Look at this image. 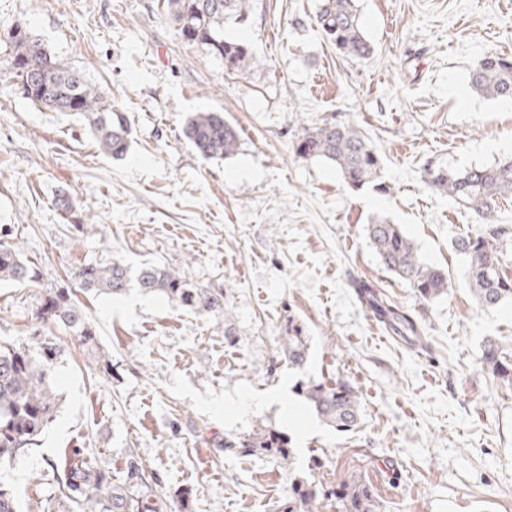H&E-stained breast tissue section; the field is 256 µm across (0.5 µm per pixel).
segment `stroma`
<instances>
[{"mask_svg":"<svg viewBox=\"0 0 512 512\" xmlns=\"http://www.w3.org/2000/svg\"><path fill=\"white\" fill-rule=\"evenodd\" d=\"M167 0H0L3 36L23 27L124 109L133 133L120 159L84 123L0 82V230L40 272L0 284V340L40 332L63 350L55 420L39 443L0 467L20 512L58 492L51 462L74 448L120 475L136 453L169 501L189 512H283L295 482L323 489L357 474L381 512H512V388L481 367L484 342L512 345V304L481 308L457 238L485 230L432 188L431 169L492 166L512 157V100L471 92L487 52L512 56V0H356L371 58L339 56L316 22L320 0H252L244 24L257 67L236 75L182 40ZM224 113L234 155L205 159L182 130L194 113ZM357 126L382 158L384 190L354 189L331 164L297 155L304 127ZM401 226L426 263L448 274L429 302L386 272L366 224ZM156 265L224 291L226 317L133 288L82 292L86 263ZM417 315L412 346L388 332L353 280ZM68 289L112 361L98 370L68 331L39 322L46 291ZM307 338L294 367L281 342ZM333 376L360 394L348 434L324 424L299 393ZM274 392L278 402H263ZM285 436L288 461L221 452L213 436Z\"/></svg>","mask_w":512,"mask_h":512,"instance_id":"1","label":"stroma"}]
</instances>
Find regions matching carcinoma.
<instances>
[{
    "label": "carcinoma",
    "mask_w": 512,
    "mask_h": 512,
    "mask_svg": "<svg viewBox=\"0 0 512 512\" xmlns=\"http://www.w3.org/2000/svg\"><path fill=\"white\" fill-rule=\"evenodd\" d=\"M251 11V0H169V18L182 39L204 46L224 62L231 74L260 62L247 45L224 38V24L244 22ZM317 23L336 52L354 60L370 57L374 46L364 34L355 0H321ZM12 46L8 72L20 79L23 93L36 105L53 111L69 112L85 120L96 143L115 158L126 154L131 136L127 115L106 102L97 88L78 70L61 62L40 38L22 28L8 33ZM470 89L486 98H512V58L497 53L484 54L469 72ZM183 134L196 152L207 159H226L238 147V130L224 120V113L196 112L190 116ZM295 153L336 167L345 184L359 189L381 179L382 159L371 141L358 128L324 122L306 127L294 145ZM430 183L456 204L492 224L497 202L512 198V159L493 166L465 171L429 170ZM380 264L393 276L405 281L425 302L448 291V274L423 263L413 241L397 224L385 219L365 227ZM503 228L484 234L464 236L455 241L458 252L468 258V283L478 304L493 308L512 302V276L502 269L500 238ZM38 270L23 259L11 244L0 242V281L35 282ZM75 279L80 288L98 295L124 294L131 284L166 296L179 306L220 317L225 314L224 289L198 286L182 274L166 268L146 266L135 272L119 261L88 263L78 267ZM370 307L377 319L393 334L413 342L422 341L421 322L403 308L373 298ZM38 318L59 325L75 336L81 345L98 348L97 329L69 292L58 290L43 297ZM284 350L288 361L301 366L306 361L305 337L286 336ZM63 355L58 343L36 334L30 344L0 342V465L10 463L36 444L38 436L54 421L58 398L52 386V373ZM483 369L507 387H512V356L499 341L485 342L481 355ZM305 397L317 415L339 432L358 424L359 394L349 383L323 379L305 387ZM220 450H237L249 455L257 449L280 459L289 456L285 441L274 434L257 431L238 440L219 441ZM50 467L61 495L37 502L38 512H168L167 496L157 489L155 474L134 454L127 455L123 484L112 485V471L72 450L60 463ZM336 499L338 512H378L374 488L354 475L324 490ZM317 492L300 481L294 485L288 512H310ZM0 512H19L13 491L0 484Z\"/></svg>",
    "instance_id": "carcinoma-1"
}]
</instances>
